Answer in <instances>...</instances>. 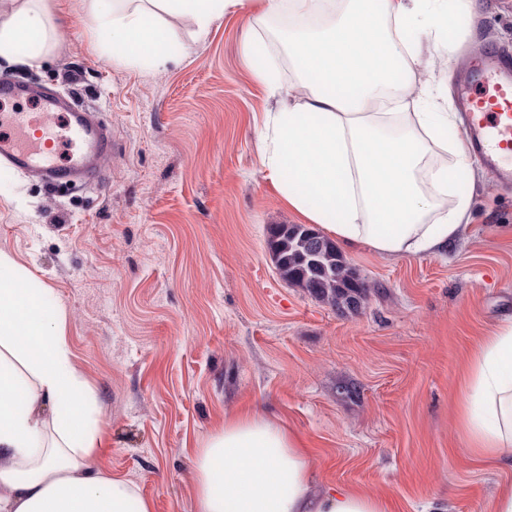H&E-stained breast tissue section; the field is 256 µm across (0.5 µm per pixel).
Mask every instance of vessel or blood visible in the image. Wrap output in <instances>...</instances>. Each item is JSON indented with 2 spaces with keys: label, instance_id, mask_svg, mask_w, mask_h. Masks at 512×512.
I'll return each instance as SVG.
<instances>
[{
  "label": "vessel or blood",
  "instance_id": "1",
  "mask_svg": "<svg viewBox=\"0 0 512 512\" xmlns=\"http://www.w3.org/2000/svg\"><path fill=\"white\" fill-rule=\"evenodd\" d=\"M0 99L41 110L37 117L17 109L0 114L1 173L34 171L57 188L101 182L110 138L94 113L14 78L0 79ZM458 100L467 148L499 182L512 185V55L491 49L473 61Z\"/></svg>",
  "mask_w": 512,
  "mask_h": 512
}]
</instances>
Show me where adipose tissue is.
Returning <instances> with one entry per match:
<instances>
[{
    "label": "adipose tissue",
    "mask_w": 512,
    "mask_h": 512,
    "mask_svg": "<svg viewBox=\"0 0 512 512\" xmlns=\"http://www.w3.org/2000/svg\"><path fill=\"white\" fill-rule=\"evenodd\" d=\"M0 17V61L34 64L56 45L48 0H11ZM246 7V52L271 95L281 86L262 34L271 18L298 23L285 43L305 94L266 113L263 168L288 205L336 241L389 257L439 254L467 227L461 182L473 159L455 112L413 92L418 33L453 42L472 0H90L89 28L113 64L150 70L186 53L169 25L190 19L205 41L228 5ZM67 312L0 251V512H152L123 478L91 461L95 398L71 360ZM463 455L512 467V319L472 350L459 380ZM298 435L249 412L225 418L193 461L195 512H391L358 490L314 493Z\"/></svg>",
    "instance_id": "adipose-tissue-1"
}]
</instances>
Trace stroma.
<instances>
[{
  "instance_id": "stroma-1",
  "label": "stroma",
  "mask_w": 512,
  "mask_h": 512,
  "mask_svg": "<svg viewBox=\"0 0 512 512\" xmlns=\"http://www.w3.org/2000/svg\"><path fill=\"white\" fill-rule=\"evenodd\" d=\"M51 56L14 75L69 94L112 128L105 184L54 189L0 174V250L68 312L73 364L100 409L95 467L153 512H195L192 461L228 415L259 411L300 436L319 488L388 497L393 512H491L512 469L459 453L457 381L512 315V187L477 171L471 220L440 256H343L370 286L338 311L284 282L269 227L297 224L264 175L260 129L278 98L244 53L247 10L152 70L95 49L89 0H49ZM512 53V0H476L454 45L423 44L417 84L439 108L466 61Z\"/></svg>"
}]
</instances>
